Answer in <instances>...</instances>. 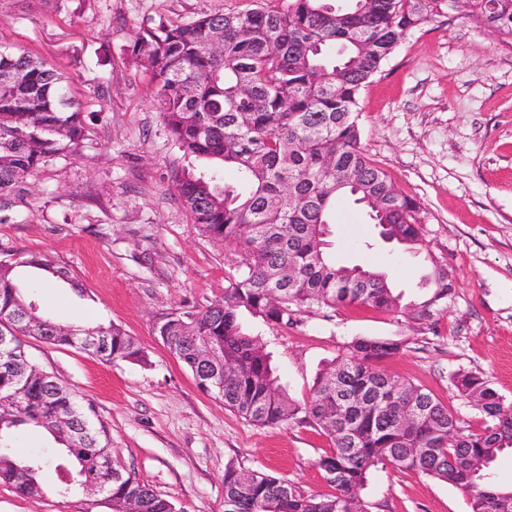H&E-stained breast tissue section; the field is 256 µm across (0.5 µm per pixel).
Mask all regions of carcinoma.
<instances>
[{"label":"carcinoma","mask_w":512,"mask_h":512,"mask_svg":"<svg viewBox=\"0 0 512 512\" xmlns=\"http://www.w3.org/2000/svg\"><path fill=\"white\" fill-rule=\"evenodd\" d=\"M440 2L288 0L284 9L264 4L187 21L159 14L127 49L149 72L152 104L179 150L211 163L207 172L175 173L182 204L208 236L240 249L224 298L203 311L172 315L157 335L189 370L202 347L223 353L224 391L212 396L224 408L256 426L307 424L330 441L317 466L332 492L307 495L286 480L230 465L224 512H365L358 490L382 461L474 491L470 512L512 507V488L495 484L489 472L499 452L512 450V405L484 376L452 375L460 397L489 420L464 433L433 393L375 367L401 344L358 339L317 374L309 399L299 403L278 383L264 344L241 322L246 312L288 327L300 324L303 309L357 303L433 328L448 311L454 286L435 258L421 295L404 304L385 273L336 264L324 238L336 202L350 199L368 210L383 240L430 252L419 203L400 194L363 153L357 107L362 88ZM452 10L481 26L494 22L500 40L512 46V0H454ZM214 42L222 46L218 53L209 50ZM85 133L74 78L27 49L1 43V223L27 194L31 177L74 154ZM228 167L238 174L235 184L224 181ZM19 267L88 296L66 268L41 253L0 259V332L86 349L106 363L146 362L119 325L62 324L39 311L23 318L31 301ZM1 397L13 403L0 407V484L19 497L52 493L63 500L102 480L118 512H176L114 455L91 402L0 342ZM23 430H43L57 447L24 456L15 446ZM47 471L55 482L43 480Z\"/></svg>","instance_id":"1"}]
</instances>
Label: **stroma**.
<instances>
[{
    "instance_id": "obj_1",
    "label": "stroma",
    "mask_w": 512,
    "mask_h": 512,
    "mask_svg": "<svg viewBox=\"0 0 512 512\" xmlns=\"http://www.w3.org/2000/svg\"><path fill=\"white\" fill-rule=\"evenodd\" d=\"M256 0H0V42L67 67L80 96L95 98L79 152L42 168L14 222L0 223V258L39 252L67 268L88 299L30 280L40 310L64 324L120 325L146 362L105 363L24 337L29 358L79 396L107 426L127 470L177 512H224V469L260 470L309 494L330 488L317 466L329 440L295 423L258 427L201 391L155 335L171 313L224 295L235 247L207 236L181 204L173 176L186 161L150 103L149 77L125 51L163 13L188 20L255 8ZM360 146L395 188L416 199L430 249L455 295L435 330L358 305L301 312L299 325L244 316L271 354L280 384L306 401L317 373L358 338L400 342L380 369L437 396L462 429L485 418L451 383L486 377L512 404V47L464 15L441 10L412 29L361 91ZM337 263L389 275L420 295L424 256L384 241L366 210L343 201L330 225ZM359 497L367 512H470L468 491L383 462ZM0 512H112L83 491L24 499L0 485Z\"/></svg>"
}]
</instances>
